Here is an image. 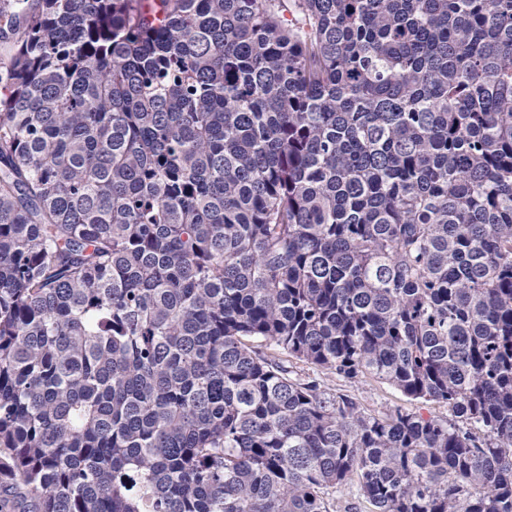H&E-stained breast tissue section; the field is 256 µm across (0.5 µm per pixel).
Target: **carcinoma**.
Here are the masks:
<instances>
[{
  "mask_svg": "<svg viewBox=\"0 0 512 512\" xmlns=\"http://www.w3.org/2000/svg\"><path fill=\"white\" fill-rule=\"evenodd\" d=\"M0 42V512H512V0H0ZM278 356L284 360L285 365L292 371L293 377L299 379L316 377L325 388L353 397L367 414L382 416L396 408H401L408 412L420 413L424 417L453 420L460 427L469 428L460 418L455 417L448 404L436 402L422 404L421 402L410 400L400 391L380 380L366 377L348 381L337 376L335 373L316 369L311 365L288 357L286 354H278Z\"/></svg>",
  "mask_w": 512,
  "mask_h": 512,
  "instance_id": "cac0c4a2",
  "label": "carcinoma"
}]
</instances>
